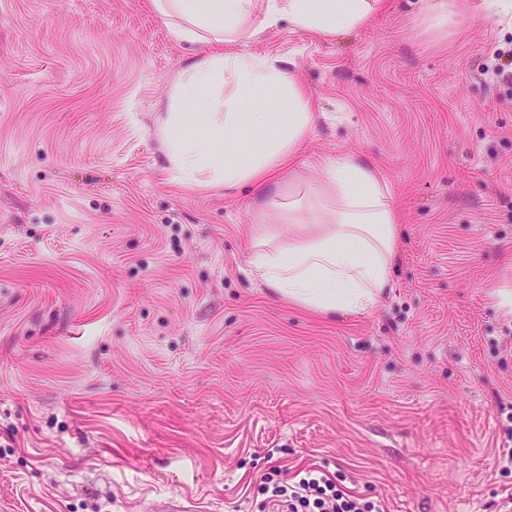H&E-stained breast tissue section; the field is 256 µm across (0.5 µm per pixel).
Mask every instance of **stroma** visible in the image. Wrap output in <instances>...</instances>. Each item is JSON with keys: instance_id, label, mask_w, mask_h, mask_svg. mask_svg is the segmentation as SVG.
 Returning <instances> with one entry per match:
<instances>
[{"instance_id": "1", "label": "stroma", "mask_w": 512, "mask_h": 512, "mask_svg": "<svg viewBox=\"0 0 512 512\" xmlns=\"http://www.w3.org/2000/svg\"><path fill=\"white\" fill-rule=\"evenodd\" d=\"M223 49L281 60L314 105L280 198L339 154L382 171L389 286L333 317L276 297L253 253L302 225L251 184L175 181L160 115L210 47L151 0H0V512H281L265 482L311 466L384 512H498L512 79L482 69L512 54V12L390 0Z\"/></svg>"}]
</instances>
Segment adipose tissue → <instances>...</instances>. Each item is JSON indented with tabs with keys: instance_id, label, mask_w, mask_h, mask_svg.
<instances>
[{
	"instance_id": "adipose-tissue-1",
	"label": "adipose tissue",
	"mask_w": 512,
	"mask_h": 512,
	"mask_svg": "<svg viewBox=\"0 0 512 512\" xmlns=\"http://www.w3.org/2000/svg\"><path fill=\"white\" fill-rule=\"evenodd\" d=\"M180 42L215 45L214 53L188 68L174 87L162 121L167 159L188 187L234 188L248 182L264 189L289 161L293 145L311 129L314 112L305 89L277 60L222 53L253 10L262 28L288 19L296 30L334 35L359 28L388 0H152ZM248 99L276 104L273 112L248 111ZM203 127L205 145L191 141L190 127ZM261 129L252 148L245 133ZM307 211L324 229L273 250L258 249L251 264L276 294L323 315L371 311L390 282L398 245V216L381 171L340 155L325 166L323 182L307 202L292 201L289 213Z\"/></svg>"
}]
</instances>
